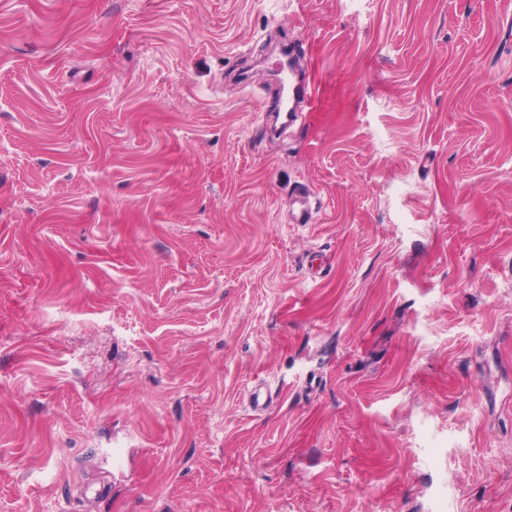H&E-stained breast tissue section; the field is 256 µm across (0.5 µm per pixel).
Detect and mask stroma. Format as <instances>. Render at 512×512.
I'll use <instances>...</instances> for the list:
<instances>
[{"label": "stroma", "instance_id": "35a3bbf8", "mask_svg": "<svg viewBox=\"0 0 512 512\" xmlns=\"http://www.w3.org/2000/svg\"><path fill=\"white\" fill-rule=\"evenodd\" d=\"M0 512H512V0H0ZM284 82L293 95L303 93L306 112H317L322 107V102L328 94L329 89L316 79L311 73L304 80H300L294 71H288Z\"/></svg>", "mask_w": 512, "mask_h": 512}]
</instances>
